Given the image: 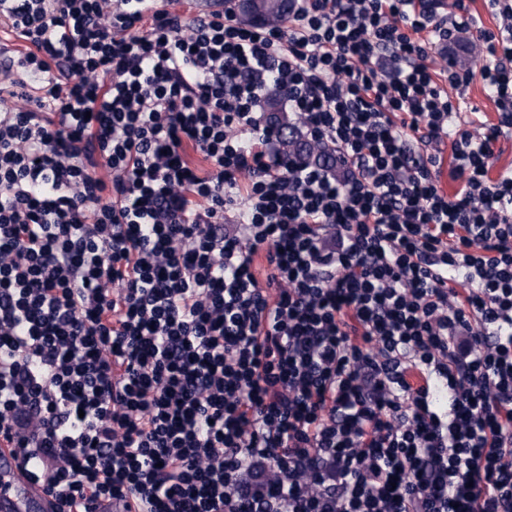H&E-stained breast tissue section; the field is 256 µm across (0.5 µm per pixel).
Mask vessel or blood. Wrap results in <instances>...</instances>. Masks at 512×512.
I'll use <instances>...</instances> for the list:
<instances>
[{"label": "vessel or blood", "instance_id": "obj_1", "mask_svg": "<svg viewBox=\"0 0 512 512\" xmlns=\"http://www.w3.org/2000/svg\"><path fill=\"white\" fill-rule=\"evenodd\" d=\"M45 487L21 472L9 449L0 450V512H55Z\"/></svg>", "mask_w": 512, "mask_h": 512}]
</instances>
